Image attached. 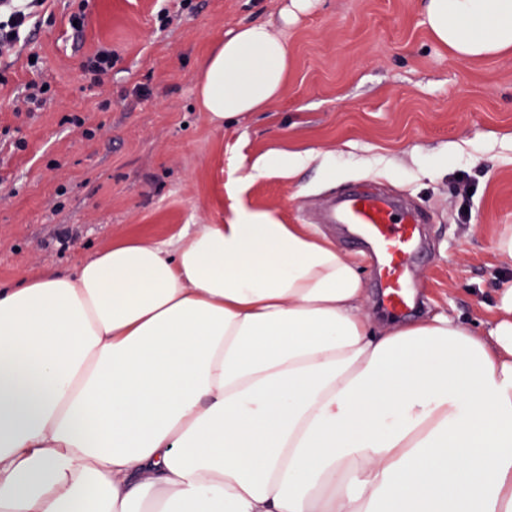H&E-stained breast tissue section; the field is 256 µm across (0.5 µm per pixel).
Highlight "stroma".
Here are the masks:
<instances>
[{
	"instance_id": "stroma-1",
	"label": "stroma",
	"mask_w": 512,
	"mask_h": 512,
	"mask_svg": "<svg viewBox=\"0 0 512 512\" xmlns=\"http://www.w3.org/2000/svg\"><path fill=\"white\" fill-rule=\"evenodd\" d=\"M281 6L88 0L77 35L71 0H53V21L28 26L0 85V286L72 272L135 235L164 240L223 223L242 203L359 259L368 311L382 324L393 315L379 303L368 250L312 221L331 194L369 184L428 216L429 254L416 270L424 305L487 321L507 275L495 242L512 225V51L456 58L430 37L424 0H313L286 26ZM249 23L285 30L287 86L264 111L218 128L197 104L200 66ZM103 46L114 64L93 85L83 65ZM38 77L54 92L30 113L24 90ZM276 150L313 159L290 177L249 179L253 160ZM325 157L340 177L324 178ZM461 172L472 180L466 197Z\"/></svg>"
}]
</instances>
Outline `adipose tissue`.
Masks as SVG:
<instances>
[{"instance_id":"ef3b65f1","label":"adipose tissue","mask_w":512,"mask_h":512,"mask_svg":"<svg viewBox=\"0 0 512 512\" xmlns=\"http://www.w3.org/2000/svg\"><path fill=\"white\" fill-rule=\"evenodd\" d=\"M462 60L512 0H427ZM288 43L205 57L216 127L282 95ZM357 260L243 205L0 287V512H512V281L490 321L376 326Z\"/></svg>"}]
</instances>
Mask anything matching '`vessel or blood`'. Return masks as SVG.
Masks as SVG:
<instances>
[{
    "instance_id": "b4317fda",
    "label": "vessel or blood",
    "mask_w": 512,
    "mask_h": 512,
    "mask_svg": "<svg viewBox=\"0 0 512 512\" xmlns=\"http://www.w3.org/2000/svg\"><path fill=\"white\" fill-rule=\"evenodd\" d=\"M323 221L343 225L351 238L372 251L386 309L401 313L415 305L412 270L427 246L422 221L415 211L398 208L388 195L368 187L331 199Z\"/></svg>"
}]
</instances>
